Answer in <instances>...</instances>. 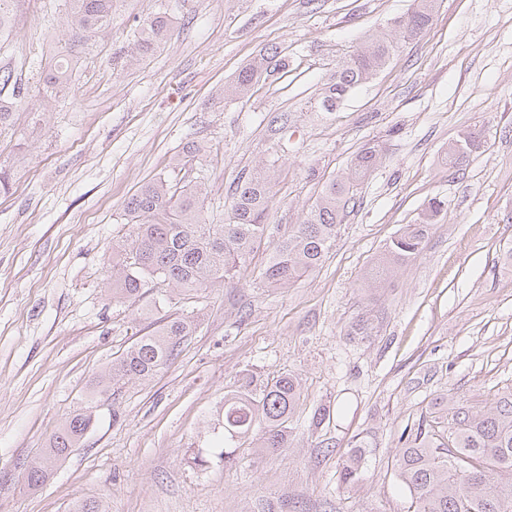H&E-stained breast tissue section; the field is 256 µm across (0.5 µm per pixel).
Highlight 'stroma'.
Instances as JSON below:
<instances>
[{
	"mask_svg": "<svg viewBox=\"0 0 512 512\" xmlns=\"http://www.w3.org/2000/svg\"><path fill=\"white\" fill-rule=\"evenodd\" d=\"M412 0H124L108 37L84 46L69 92L42 114L22 105L0 131V512H416L395 466L404 430L451 394L491 406L512 389V0H439L426 35L337 106L319 101L368 31ZM174 6L171 35L141 64L127 53L139 20ZM0 66L37 92L62 0H13ZM288 64L248 101L225 94L261 50ZM482 149L462 167L441 155L462 133ZM191 141L208 150L182 182L204 183L220 224L241 173L272 167L260 248L230 282L169 286L113 300L112 243L124 204L168 175ZM383 149L323 264L285 288L260 273L323 185L366 144ZM442 209L423 250L381 288L366 268L429 202ZM193 320L147 381L97 393L140 337ZM367 319L368 336H352ZM288 374L301 385L290 440L273 454L224 444V395ZM95 422L36 489L24 469L69 416ZM330 418L315 424L319 408ZM363 455L360 476L342 467Z\"/></svg>",
	"mask_w": 512,
	"mask_h": 512,
	"instance_id": "stroma-1",
	"label": "stroma"
}]
</instances>
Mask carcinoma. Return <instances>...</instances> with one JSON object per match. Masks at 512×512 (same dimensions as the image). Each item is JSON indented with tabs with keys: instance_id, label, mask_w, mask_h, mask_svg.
<instances>
[{
	"instance_id": "carcinoma-1",
	"label": "carcinoma",
	"mask_w": 512,
	"mask_h": 512,
	"mask_svg": "<svg viewBox=\"0 0 512 512\" xmlns=\"http://www.w3.org/2000/svg\"><path fill=\"white\" fill-rule=\"evenodd\" d=\"M121 0H64V21L71 41L83 46L107 29ZM438 0H413L406 16L393 21L389 31L375 30L366 36L363 49L336 71L325 88L320 109L334 110L347 95L386 65L398 45L423 36L432 25ZM171 33L166 11L139 22L133 60L151 55ZM278 49L259 53L235 77L231 93L243 99L259 83L282 67ZM79 62L74 47L50 56L44 85L38 90L40 105L68 89ZM29 91L12 71L0 67V126L10 121ZM204 147L192 144L172 160L182 169ZM382 151L366 146L351 160L344 180L323 186L301 224L275 243L273 256L263 270L272 287H284L318 268L336 241L357 186L377 168ZM272 199V182L264 167L240 177L232 193L228 222L208 224L203 217L204 197L198 186H178L165 177L144 183L125 204L133 231L112 245V298H135L148 282L158 281L190 292L212 288L236 276L266 232L263 224ZM441 210L433 201L422 224H411L387 246L366 271L365 280L383 285L394 268L423 248L431 221ZM193 324L172 318L141 337L112 363L101 379L106 388L153 377L174 355ZM300 397L297 380L279 376L260 392L250 380L224 394V450L228 461L233 444L261 429L257 447L275 452L288 445V423ZM447 432L419 426L396 459L398 475L418 505V512H512V391L496 406L476 409L460 403L449 408ZM92 425V414L67 418L50 437L39 459L25 469L30 487L43 485L57 463L64 460Z\"/></svg>"
}]
</instances>
